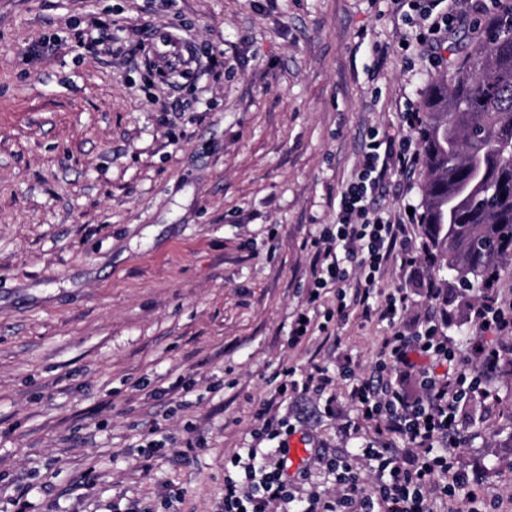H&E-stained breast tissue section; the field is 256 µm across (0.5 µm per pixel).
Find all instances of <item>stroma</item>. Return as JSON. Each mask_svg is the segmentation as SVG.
<instances>
[{"instance_id":"obj_1","label":"stroma","mask_w":512,"mask_h":512,"mask_svg":"<svg viewBox=\"0 0 512 512\" xmlns=\"http://www.w3.org/2000/svg\"><path fill=\"white\" fill-rule=\"evenodd\" d=\"M426 27L390 0H0V512H221L282 367L373 371L387 323L294 348L288 329L369 132L484 35L449 31L435 66ZM426 181L391 170L375 215L421 208ZM406 235L376 300L409 294L407 333L445 312L469 356L458 283ZM487 388L456 459L512 512L511 352ZM336 391L288 402L294 440L351 450Z\"/></svg>"}]
</instances>
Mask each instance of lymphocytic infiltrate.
<instances>
[{
    "label": "lymphocytic infiltrate",
    "mask_w": 512,
    "mask_h": 512,
    "mask_svg": "<svg viewBox=\"0 0 512 512\" xmlns=\"http://www.w3.org/2000/svg\"><path fill=\"white\" fill-rule=\"evenodd\" d=\"M470 10H459L432 19L426 0H393L396 8H409L429 18L421 43L437 51L436 36L442 27L467 24L472 12L485 11L483 0H469ZM418 120L417 112L405 115L407 133H372L362 149V160L351 180L341 189L335 226L326 227L314 241L319 265L314 270V294L294 317L288 331L289 345L304 337L325 335L335 312L323 302L328 286L337 294L352 290L360 319H377L392 325L390 335L379 342V362L391 367L388 378H359L350 369L341 374L349 381L348 399L358 419L345 428L359 433L363 425L374 428L356 452L336 453L317 448L314 461L331 477L333 495L303 498L287 475L286 446L277 445L281 436L295 433L287 417L273 415L274 405L310 392L333 388L328 369L315 364L300 372L284 370L283 378L256 416L261 422L254 430L253 447L234 454L224 477V512H435L437 502L456 505L467 500L470 512H497L495 503L482 496L478 476L456 467L454 461L458 411L466 393L467 378L481 380V373L467 375L465 364L448 348L435 316L424 314L411 334L395 325L407 308L405 293L389 295L385 302L373 299L374 285L388 263H409L404 228L373 216L372 201L382 193L390 164L408 168L415 164L409 135ZM360 273L351 276L348 267ZM483 334L505 340L512 337V305L496 294L481 297L469 310ZM400 439L403 449L393 451L389 440ZM374 483H367V473Z\"/></svg>",
    "instance_id": "lymphocytic-infiltrate-1"
}]
</instances>
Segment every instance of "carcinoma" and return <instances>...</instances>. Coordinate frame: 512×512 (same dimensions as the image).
I'll return each instance as SVG.
<instances>
[{"label":"carcinoma","mask_w":512,"mask_h":512,"mask_svg":"<svg viewBox=\"0 0 512 512\" xmlns=\"http://www.w3.org/2000/svg\"><path fill=\"white\" fill-rule=\"evenodd\" d=\"M425 94L422 232L470 290L512 266V0Z\"/></svg>","instance_id":"carcinoma-1"}]
</instances>
